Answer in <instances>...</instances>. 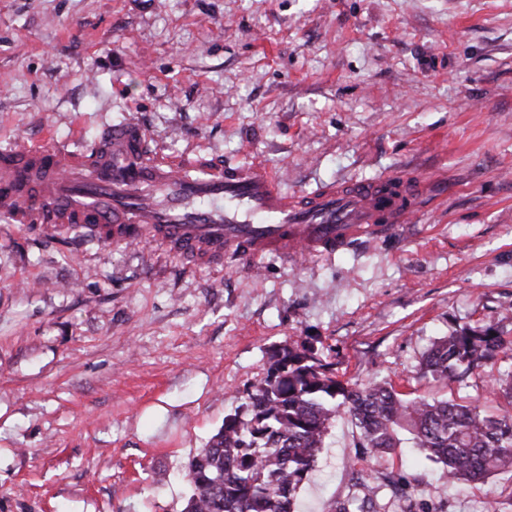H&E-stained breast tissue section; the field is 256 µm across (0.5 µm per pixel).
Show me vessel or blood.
<instances>
[{
  "label": "vessel or blood",
  "instance_id": "1",
  "mask_svg": "<svg viewBox=\"0 0 512 512\" xmlns=\"http://www.w3.org/2000/svg\"><path fill=\"white\" fill-rule=\"evenodd\" d=\"M424 190L402 175L284 191L257 164L150 148L135 123L104 129L91 152L17 140L0 151V218L111 227L116 244L149 240L200 263L272 253L328 255L411 223Z\"/></svg>",
  "mask_w": 512,
  "mask_h": 512
}]
</instances>
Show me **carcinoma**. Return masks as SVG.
Segmentation results:
<instances>
[{"mask_svg": "<svg viewBox=\"0 0 512 512\" xmlns=\"http://www.w3.org/2000/svg\"><path fill=\"white\" fill-rule=\"evenodd\" d=\"M512 341L494 324L454 330L437 339L420 362L421 376L446 385L478 376ZM265 376L248 393L245 414L224 418L206 447L187 464L191 487L183 512H293L297 490L344 411L358 431V454L376 461L411 443L441 465L448 480L486 481L512 467V410L483 415L448 399H406L392 383L360 389L336 380L330 364L305 344L284 343L267 353ZM391 473L373 470L356 492L330 512H379V484Z\"/></svg>", "mask_w": 512, "mask_h": 512, "instance_id": "carcinoma-1", "label": "carcinoma"}]
</instances>
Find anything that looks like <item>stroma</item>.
Segmentation results:
<instances>
[{"mask_svg": "<svg viewBox=\"0 0 512 512\" xmlns=\"http://www.w3.org/2000/svg\"><path fill=\"white\" fill-rule=\"evenodd\" d=\"M125 121L298 194L398 173L429 200L293 264L0 221V512H182L189 457L287 341L353 387L512 404L492 388L512 357L461 386L417 373L449 331L512 336V0H0V149L80 151ZM356 435L338 415L297 512L374 469ZM383 466L417 512H512L511 472L456 483L412 448Z\"/></svg>", "mask_w": 512, "mask_h": 512, "instance_id": "35a3bbf8", "label": "stroma"}]
</instances>
